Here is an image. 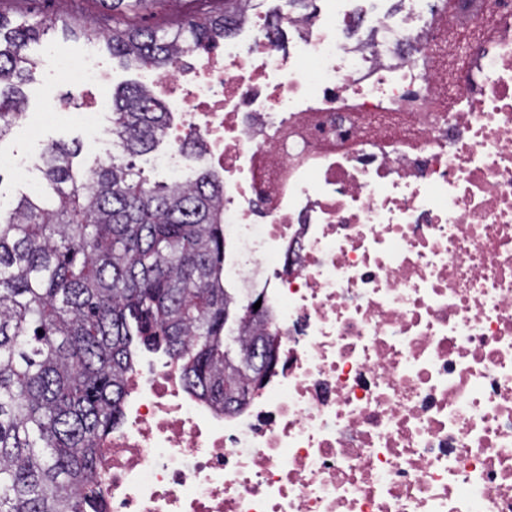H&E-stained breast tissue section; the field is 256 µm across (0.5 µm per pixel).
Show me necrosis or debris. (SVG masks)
Wrapping results in <instances>:
<instances>
[{
    "label": "necrosis or debris",
    "mask_w": 512,
    "mask_h": 512,
    "mask_svg": "<svg viewBox=\"0 0 512 512\" xmlns=\"http://www.w3.org/2000/svg\"><path fill=\"white\" fill-rule=\"evenodd\" d=\"M53 74L80 106L49 83L44 118L104 136L97 51ZM140 83L172 116L170 183L199 157L223 184L230 272L277 347L233 412L173 360L134 367L108 512H512V0H247Z\"/></svg>",
    "instance_id": "1"
}]
</instances>
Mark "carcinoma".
<instances>
[{
  "instance_id": "obj_1",
  "label": "carcinoma",
  "mask_w": 512,
  "mask_h": 512,
  "mask_svg": "<svg viewBox=\"0 0 512 512\" xmlns=\"http://www.w3.org/2000/svg\"><path fill=\"white\" fill-rule=\"evenodd\" d=\"M112 27L73 20L112 54L173 70L229 31L241 0H200L174 28L133 19L165 0H99ZM53 23L0 11V141L21 119L27 53ZM165 104L136 85L112 99L109 136L128 161L76 167L80 147L49 144L43 185L0 207V512H104L98 444L121 412L133 345L161 349L185 388L224 410L260 387L268 320L224 288V187L206 172L150 186L131 158L166 136ZM238 311L232 327L224 307Z\"/></svg>"
}]
</instances>
